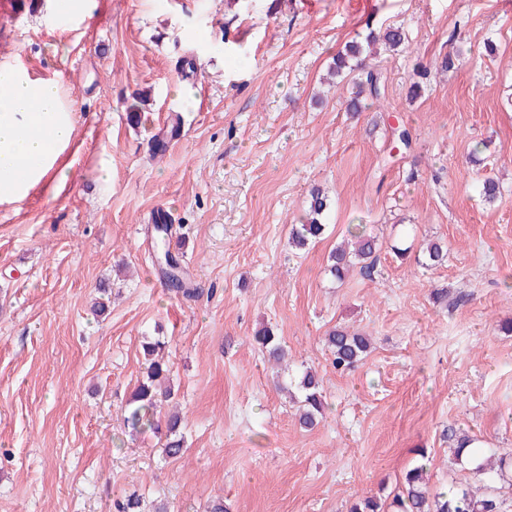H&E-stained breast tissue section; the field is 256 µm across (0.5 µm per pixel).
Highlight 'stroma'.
I'll use <instances>...</instances> for the list:
<instances>
[{
	"mask_svg": "<svg viewBox=\"0 0 512 512\" xmlns=\"http://www.w3.org/2000/svg\"><path fill=\"white\" fill-rule=\"evenodd\" d=\"M5 2L0 61L61 79L79 151L57 197L0 206V512H113L132 493L143 512H347L394 491L421 448L431 492L474 482L451 460L459 433L512 448V0H98L85 19ZM389 27L404 44L368 60L384 94L347 111L333 58ZM174 113L183 133L153 157ZM399 124L412 148L394 161ZM314 186L327 231L296 251ZM160 209L198 297L157 271ZM357 224L375 270L339 283L328 256ZM431 241L444 266H427ZM265 326L288 347L277 377L253 342ZM336 326L372 341L344 374L324 344ZM158 336L185 416L177 458L124 422ZM307 368L329 403L308 432L285 391Z\"/></svg>",
	"mask_w": 512,
	"mask_h": 512,
	"instance_id": "stroma-1",
	"label": "stroma"
}]
</instances>
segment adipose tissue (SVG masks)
I'll return each mask as SVG.
<instances>
[{
  "instance_id": "1",
  "label": "adipose tissue",
  "mask_w": 512,
  "mask_h": 512,
  "mask_svg": "<svg viewBox=\"0 0 512 512\" xmlns=\"http://www.w3.org/2000/svg\"><path fill=\"white\" fill-rule=\"evenodd\" d=\"M77 121L56 80L0 62V205L20 206L38 187L56 193L68 177L61 159L73 148Z\"/></svg>"
}]
</instances>
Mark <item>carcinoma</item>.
Here are the masks:
<instances>
[{"instance_id": "carcinoma-1", "label": "carcinoma", "mask_w": 512, "mask_h": 512, "mask_svg": "<svg viewBox=\"0 0 512 512\" xmlns=\"http://www.w3.org/2000/svg\"><path fill=\"white\" fill-rule=\"evenodd\" d=\"M361 54V44L353 42L346 45L345 50L338 53L333 62V71L338 74L345 68L357 72L355 83L358 92L348 101L347 110L350 112L362 111V95L367 93L377 97L382 87L381 74L364 64ZM328 209L329 202L322 189L312 188L305 217L301 223L292 225L289 238L291 246L304 249L321 238L326 228L322 219ZM153 220L157 263L165 284L173 291L188 295L190 289L186 288V273L178 256L171 249V229L166 224V216L158 211ZM376 249L377 239L370 235H359L354 242L342 243L329 256L328 272L339 282L355 268L360 273L369 275L376 262ZM254 341L268 360L278 362L285 357V345L270 328L258 330ZM325 344L333 367L340 372H348L358 367L370 349L368 337L351 333L341 327L331 330L325 336ZM165 348L166 341L159 338L145 346L149 364L146 375L127 400L125 422L136 432L148 428L156 433H164L163 452L174 458L183 452L184 436L181 432L180 416L175 414L161 417L164 402L174 394L171 388L164 385L168 373L163 356ZM296 387L300 393L296 398L298 422L302 428L312 429L325 417L328 409L320 379L316 372L307 368L301 373ZM473 444L474 439L468 436L461 438L455 451V460L459 465L474 464L472 471L481 476L483 482L482 493H476L465 484H452L448 490L433 495L425 480L426 465L417 464L406 471L392 498L372 496L357 499L350 504L349 512H512L505 507L507 499L495 487L497 479L503 477L507 469L512 467V452L499 455L498 465L493 467L489 464L494 456L492 449L475 448Z\"/></svg>"}]
</instances>
